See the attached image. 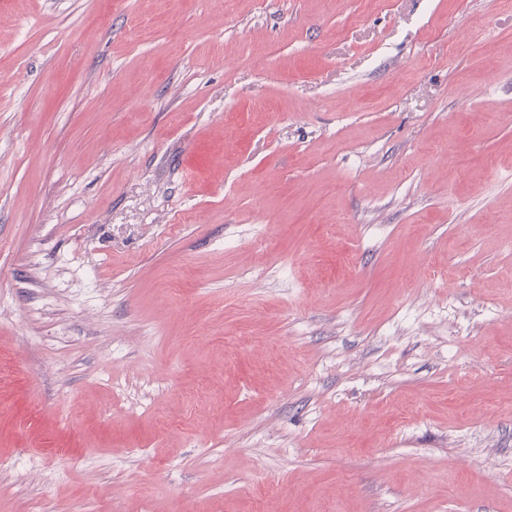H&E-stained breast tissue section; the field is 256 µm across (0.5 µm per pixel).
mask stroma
Returning <instances> with one entry per match:
<instances>
[{
    "mask_svg": "<svg viewBox=\"0 0 512 512\" xmlns=\"http://www.w3.org/2000/svg\"><path fill=\"white\" fill-rule=\"evenodd\" d=\"M0 512H512V0H0Z\"/></svg>",
    "mask_w": 512,
    "mask_h": 512,
    "instance_id": "obj_1",
    "label": "stroma"
}]
</instances>
